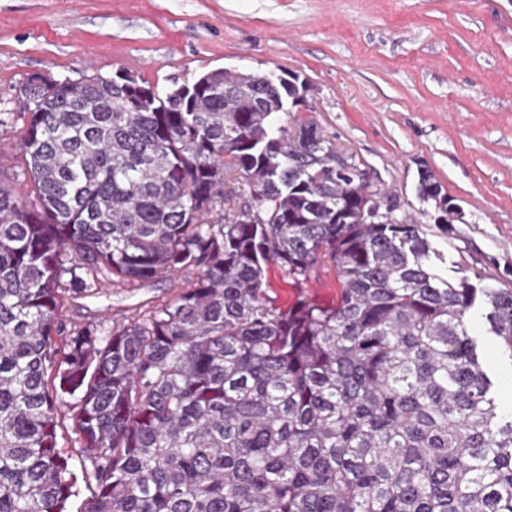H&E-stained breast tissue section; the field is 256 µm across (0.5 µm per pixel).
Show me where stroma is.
<instances>
[{
	"mask_svg": "<svg viewBox=\"0 0 512 512\" xmlns=\"http://www.w3.org/2000/svg\"><path fill=\"white\" fill-rule=\"evenodd\" d=\"M218 68L276 71L307 86L291 125L312 118L372 184L427 225L437 268L512 288V0H0V173L28 194L19 88L124 72L158 90ZM429 170L461 211L448 231L419 199ZM183 279L108 298L65 299L63 328H103L163 304ZM271 295L322 305L333 272L298 289L269 272ZM501 412L512 416V360L471 320Z\"/></svg>",
	"mask_w": 512,
	"mask_h": 512,
	"instance_id": "stroma-1",
	"label": "stroma"
}]
</instances>
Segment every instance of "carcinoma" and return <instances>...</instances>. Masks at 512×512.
I'll list each match as a JSON object with an SVG mask.
<instances>
[{
	"mask_svg": "<svg viewBox=\"0 0 512 512\" xmlns=\"http://www.w3.org/2000/svg\"><path fill=\"white\" fill-rule=\"evenodd\" d=\"M35 198L0 181V512H512V417L482 309L512 359V289L454 281L424 225L361 214L360 164L317 122L275 126L296 83L216 69L157 91L30 76ZM440 187L419 173L422 201ZM333 269L336 305L268 294ZM193 275L149 314L61 344L65 293ZM270 295L277 296L280 303L292 304L301 295L296 286L291 285L288 279L283 278L276 267H272L269 272ZM472 332L481 341L485 366L494 377L497 403L501 412L512 416V365L510 359L503 357L491 336L486 333V325L479 315L471 320ZM63 418V423L58 428L59 449L63 455L71 456L72 459L70 460V463L72 464L74 473L78 477L77 491L79 495L71 498L69 510L71 512H80L84 501L91 496L94 483L87 484L82 478L80 471L79 448H74V435L71 431L72 422L68 419L67 415H64Z\"/></svg>",
	"mask_w": 512,
	"mask_h": 512,
	"instance_id": "1",
	"label": "carcinoma"
}]
</instances>
